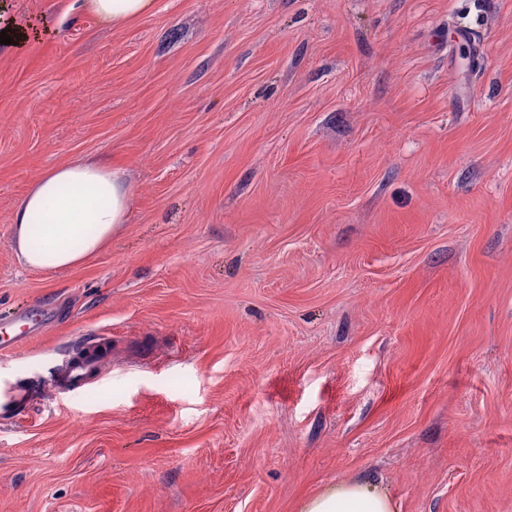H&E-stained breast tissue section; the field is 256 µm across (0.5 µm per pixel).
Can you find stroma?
<instances>
[{
  "label": "stroma",
  "mask_w": 512,
  "mask_h": 512,
  "mask_svg": "<svg viewBox=\"0 0 512 512\" xmlns=\"http://www.w3.org/2000/svg\"><path fill=\"white\" fill-rule=\"evenodd\" d=\"M0 0V512H512V0ZM94 158L126 224L25 268L14 208ZM99 336L97 383L52 391ZM79 6L93 13L101 21L120 26L131 20L151 14L156 0H75ZM54 315L45 310L40 304L35 303L28 311L18 313L14 322L1 330L0 327V351L16 350L28 342L45 322L52 321ZM13 328V334L7 332ZM34 391L4 382L0 387V412L22 414L32 404ZM299 512H397L395 500L372 479L356 478L328 486L307 499Z\"/></svg>",
  "instance_id": "obj_1"
}]
</instances>
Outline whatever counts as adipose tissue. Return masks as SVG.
Masks as SVG:
<instances>
[{
    "mask_svg": "<svg viewBox=\"0 0 512 512\" xmlns=\"http://www.w3.org/2000/svg\"><path fill=\"white\" fill-rule=\"evenodd\" d=\"M101 21L123 25L153 13L156 0H79ZM131 194L119 171L77 160L45 172L12 214L13 248L39 271L71 268L96 253L125 224ZM300 512H396L381 485L356 478L328 486Z\"/></svg>",
    "mask_w": 512,
    "mask_h": 512,
    "instance_id": "obj_1",
    "label": "adipose tissue"
}]
</instances>
